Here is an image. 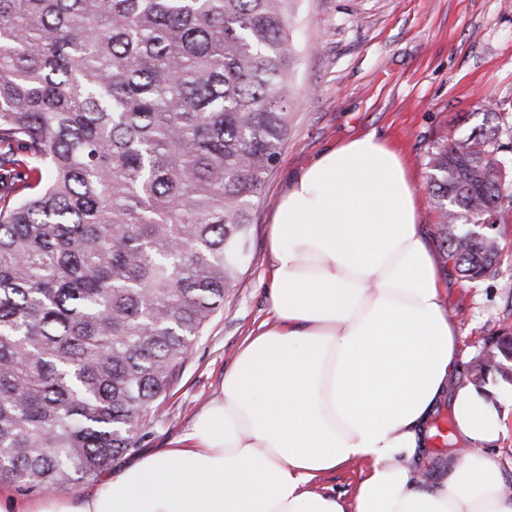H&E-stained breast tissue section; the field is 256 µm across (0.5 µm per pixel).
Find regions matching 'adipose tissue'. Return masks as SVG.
<instances>
[{"label":"adipose tissue","mask_w":512,"mask_h":512,"mask_svg":"<svg viewBox=\"0 0 512 512\" xmlns=\"http://www.w3.org/2000/svg\"><path fill=\"white\" fill-rule=\"evenodd\" d=\"M402 156L377 131L323 152L271 212L269 311L178 447L135 460L79 499L27 512H512L488 449L492 386L458 379L443 261ZM447 403L464 453L422 478ZM350 497L314 486L354 462Z\"/></svg>","instance_id":"adipose-tissue-1"}]
</instances>
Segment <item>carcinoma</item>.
<instances>
[{
  "label": "carcinoma",
  "mask_w": 512,
  "mask_h": 512,
  "mask_svg": "<svg viewBox=\"0 0 512 512\" xmlns=\"http://www.w3.org/2000/svg\"><path fill=\"white\" fill-rule=\"evenodd\" d=\"M297 0H0V484L54 494L136 446L239 279L288 136ZM496 129L435 141L443 254L505 213ZM506 379L512 339L498 337Z\"/></svg>",
  "instance_id": "obj_1"
}]
</instances>
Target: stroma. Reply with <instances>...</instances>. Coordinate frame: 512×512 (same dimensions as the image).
Returning <instances> with one entry per match:
<instances>
[{
  "label": "stroma",
  "mask_w": 512,
  "mask_h": 512,
  "mask_svg": "<svg viewBox=\"0 0 512 512\" xmlns=\"http://www.w3.org/2000/svg\"><path fill=\"white\" fill-rule=\"evenodd\" d=\"M297 61L288 140L252 216L246 264L221 310L195 343L159 418L142 427L121 467L169 447L216 397L247 334L269 320L267 224L289 181L328 147L371 130L411 164L421 220L435 228L428 150L493 126L485 103L512 107V0H299L292 22ZM495 273L474 281L452 273L448 311L461 336L459 377L512 327V223L498 235Z\"/></svg>",
  "instance_id": "35a3bbf8"
}]
</instances>
